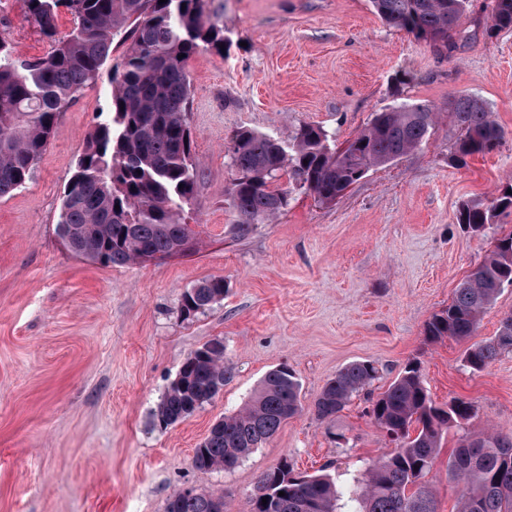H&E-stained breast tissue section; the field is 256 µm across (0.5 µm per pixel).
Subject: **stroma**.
<instances>
[{
  "instance_id": "1",
  "label": "stroma",
  "mask_w": 512,
  "mask_h": 512,
  "mask_svg": "<svg viewBox=\"0 0 512 512\" xmlns=\"http://www.w3.org/2000/svg\"><path fill=\"white\" fill-rule=\"evenodd\" d=\"M490 4L470 0L449 52L387 25L370 0H211L230 45L188 63L199 166L185 213L194 244L184 255L103 267L65 248L63 190L107 108L108 75L60 113L31 179L0 198V512H164L190 486L223 495L224 512H249L259 477L285 458L351 483L387 450L370 400L412 361L436 404L468 399L473 426L512 434V354L473 373L463 366L467 342L423 336L495 234L512 230L510 210L486 235L456 222L463 204L490 201L512 182V30L487 35ZM0 24L16 57L49 51L24 0H0ZM464 94L484 101L504 139L458 167L448 101ZM407 100L437 111L419 149L369 171L333 203L293 193L286 211L233 236L225 189L234 131L288 136L316 124L342 143ZM212 277L229 285L223 300L182 317L185 289ZM214 338L233 378L182 422L156 426L182 362ZM357 360L381 377L335 423L306 410L233 470L195 467L212 423L271 368L293 370L307 407ZM459 436L445 434L427 476L437 512H456L448 455Z\"/></svg>"
}]
</instances>
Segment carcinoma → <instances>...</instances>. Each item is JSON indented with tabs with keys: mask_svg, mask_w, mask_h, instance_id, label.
Here are the masks:
<instances>
[{
	"mask_svg": "<svg viewBox=\"0 0 512 512\" xmlns=\"http://www.w3.org/2000/svg\"><path fill=\"white\" fill-rule=\"evenodd\" d=\"M470 0H371L388 25L448 51ZM26 18L50 45L38 58L13 56L0 36V198L28 181L46 151L60 112L92 87L117 46L127 45L112 66L108 110L99 114L62 197L58 228L74 255L103 266H123L146 257L174 254L187 225L182 216L195 195L197 164L186 114L190 96L188 61L201 51L221 52L224 21L207 14L208 0H25ZM73 26L62 33V13ZM512 30V0H492L491 36ZM436 113L422 103L404 102L374 115L354 138L336 145L319 125L305 124L282 138L242 129L232 136L233 179L227 189L233 209L232 233L245 237L284 211L295 189L329 204L362 178L421 147ZM459 129L451 160L458 166L494 151L504 133L486 104L461 95L448 107ZM288 175V186L279 180ZM512 185L490 203L462 206L457 223L482 234L499 210L512 209ZM512 286V232L455 288L448 307L424 325L429 341L465 340L481 315ZM228 284L213 277L184 292L180 313L189 318L224 298ZM512 353V330L470 346L468 368L479 372ZM181 381L163 394L154 413L157 425L173 426L210 402L233 375L224 351L202 345L180 367ZM380 377L372 362L353 361L328 381L313 401L315 418L332 423L360 391ZM302 411L301 385L286 365L269 370L249 399L216 420L194 448L199 470L235 468ZM374 424L395 444L393 450L339 491L327 474L295 471L282 459L259 480L250 512H436L425 481L440 448L443 430H463L448 459V475L460 485L457 512H512V435L468 427L474 406L453 398L436 405L416 363L372 402ZM284 495H279V492ZM224 496L179 491L165 512H223ZM267 503H262V500Z\"/></svg>",
	"mask_w": 512,
	"mask_h": 512,
	"instance_id": "carcinoma-1",
	"label": "carcinoma"
}]
</instances>
